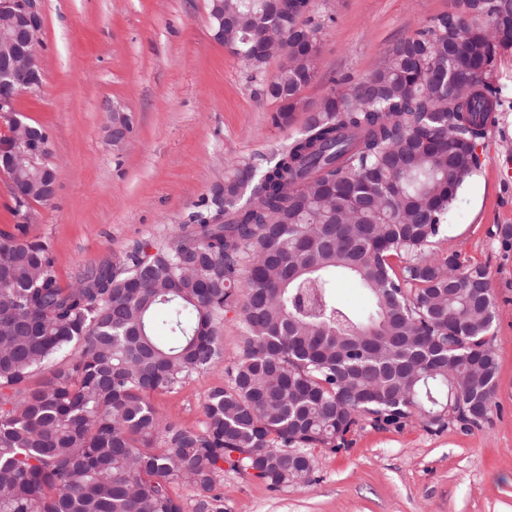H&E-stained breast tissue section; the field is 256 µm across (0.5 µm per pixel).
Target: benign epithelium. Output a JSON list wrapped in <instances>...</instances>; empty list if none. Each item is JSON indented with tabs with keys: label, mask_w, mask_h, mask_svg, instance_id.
Instances as JSON below:
<instances>
[{
	"label": "benign epithelium",
	"mask_w": 512,
	"mask_h": 512,
	"mask_svg": "<svg viewBox=\"0 0 512 512\" xmlns=\"http://www.w3.org/2000/svg\"><path fill=\"white\" fill-rule=\"evenodd\" d=\"M43 18L39 0H0V118L10 126V143L0 147V170L12 175L18 152H9L17 133H31L28 123L19 118L18 101L22 94L33 93L42 84V65L36 44L42 30ZM50 145L38 143L28 160L39 166L41 174H52L45 187L55 188L57 169L45 166Z\"/></svg>",
	"instance_id": "obj_1"
}]
</instances>
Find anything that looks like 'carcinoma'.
Here are the masks:
<instances>
[{
	"label": "carcinoma",
	"instance_id": "obj_1",
	"mask_svg": "<svg viewBox=\"0 0 512 512\" xmlns=\"http://www.w3.org/2000/svg\"><path fill=\"white\" fill-rule=\"evenodd\" d=\"M393 43L376 68L309 111L262 172L241 164L153 251L61 283L50 246L0 231V512H224V466L273 488L310 482V448L363 420L440 429L488 419L498 359L485 266L427 251L478 162L512 49V0H459ZM310 0H224V45L248 68L272 33L288 61L264 95L286 124L316 74L326 22ZM47 202L39 172L18 170ZM363 290L350 307L341 281ZM242 352L203 426L150 399L221 361L224 314ZM54 363L36 387L35 373Z\"/></svg>",
	"mask_w": 512,
	"mask_h": 512
}]
</instances>
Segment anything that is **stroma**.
Segmentation results:
<instances>
[{"label": "stroma", "mask_w": 512, "mask_h": 512, "mask_svg": "<svg viewBox=\"0 0 512 512\" xmlns=\"http://www.w3.org/2000/svg\"><path fill=\"white\" fill-rule=\"evenodd\" d=\"M331 16L317 73L301 93L314 105L355 83L395 41L430 19L456 11L458 0H313ZM37 52L42 84L22 95L23 121L44 127L59 171L50 202L13 211L9 178L0 173V230L26 227L46 241L62 284L87 265L121 257L144 242L175 235L210 199L235 165L265 169L305 128V112L285 125L263 96L280 60L263 80L249 76L220 43L209 0H42ZM495 126L477 145L479 163L448 210L445 234L431 251L486 265L495 301L498 382L488 420L470 428L364 422L349 447L313 448L310 484L270 489L225 471L224 512H512V51L499 58ZM130 133L112 139L114 114ZM238 316L224 320L223 364L153 395L157 412L198 429L212 388L240 355Z\"/></svg>", "instance_id": "obj_1"}]
</instances>
